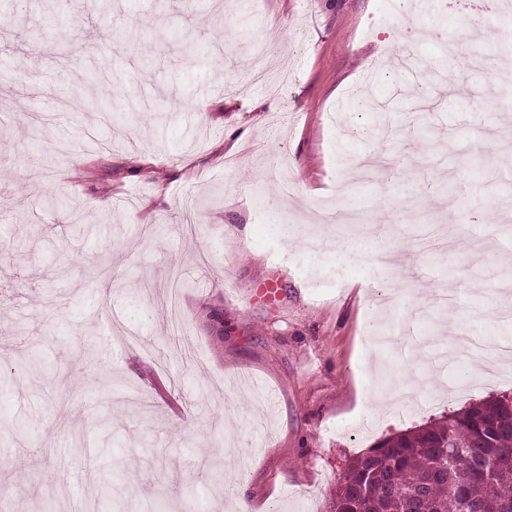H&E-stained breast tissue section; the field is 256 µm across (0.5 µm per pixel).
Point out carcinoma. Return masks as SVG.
Here are the masks:
<instances>
[{"label":"carcinoma","mask_w":512,"mask_h":512,"mask_svg":"<svg viewBox=\"0 0 512 512\" xmlns=\"http://www.w3.org/2000/svg\"><path fill=\"white\" fill-rule=\"evenodd\" d=\"M512 395L389 437L353 459L328 512H512Z\"/></svg>","instance_id":"cac0c4a2"}]
</instances>
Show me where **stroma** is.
<instances>
[{
  "mask_svg": "<svg viewBox=\"0 0 512 512\" xmlns=\"http://www.w3.org/2000/svg\"><path fill=\"white\" fill-rule=\"evenodd\" d=\"M1 17L0 512H325L378 441L512 392L500 358L436 402L387 393L458 376L423 351L427 318L512 340L494 294L512 273L505 0H0ZM256 58L288 72L279 93ZM382 129L392 178L348 183L343 157ZM351 204L356 226L315 219ZM350 232L361 255L336 243ZM377 288L391 330L413 312L417 333L370 355Z\"/></svg>",
  "mask_w": 512,
  "mask_h": 512,
  "instance_id": "obj_1",
  "label": "stroma"
}]
</instances>
